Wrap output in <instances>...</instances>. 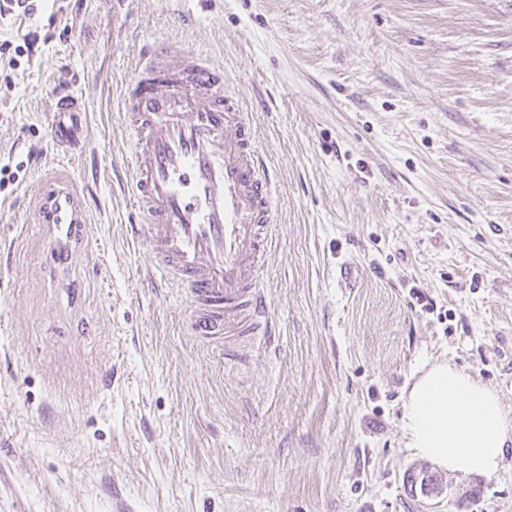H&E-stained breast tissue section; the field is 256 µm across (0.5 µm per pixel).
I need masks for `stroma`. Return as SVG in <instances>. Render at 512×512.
<instances>
[{
  "label": "stroma",
  "instance_id": "1",
  "mask_svg": "<svg viewBox=\"0 0 512 512\" xmlns=\"http://www.w3.org/2000/svg\"><path fill=\"white\" fill-rule=\"evenodd\" d=\"M6 40L31 51L0 59V165H25L0 191V512H512V447L457 475L402 424L441 360L512 414V0H43ZM165 41L223 69L274 177L277 334L246 362L199 345L137 232L120 94ZM52 168L93 216L63 278ZM57 117L51 125L50 136L62 148L71 150L84 134V110L79 99L66 95L56 102Z\"/></svg>",
  "mask_w": 512,
  "mask_h": 512
}]
</instances>
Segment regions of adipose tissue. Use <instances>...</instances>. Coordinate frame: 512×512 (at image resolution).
Wrapping results in <instances>:
<instances>
[{
  "instance_id": "1",
  "label": "adipose tissue",
  "mask_w": 512,
  "mask_h": 512,
  "mask_svg": "<svg viewBox=\"0 0 512 512\" xmlns=\"http://www.w3.org/2000/svg\"><path fill=\"white\" fill-rule=\"evenodd\" d=\"M403 429L417 457L463 475H493L512 443V415L497 392L447 362L413 382Z\"/></svg>"
}]
</instances>
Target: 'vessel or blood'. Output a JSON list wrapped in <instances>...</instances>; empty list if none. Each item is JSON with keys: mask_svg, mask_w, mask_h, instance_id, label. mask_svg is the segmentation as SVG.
I'll use <instances>...</instances> for the list:
<instances>
[{"mask_svg": "<svg viewBox=\"0 0 512 512\" xmlns=\"http://www.w3.org/2000/svg\"><path fill=\"white\" fill-rule=\"evenodd\" d=\"M121 105L133 145L131 202L145 219L152 267L183 292L189 326L218 355L241 357L275 323L258 279L274 233V184L251 119L223 71L180 44L145 55ZM50 135L73 149L84 134L79 99L56 102ZM41 218L69 248L89 216L65 173L45 180Z\"/></svg>", "mask_w": 512, "mask_h": 512, "instance_id": "obj_1", "label": "vessel or blood"}]
</instances>
